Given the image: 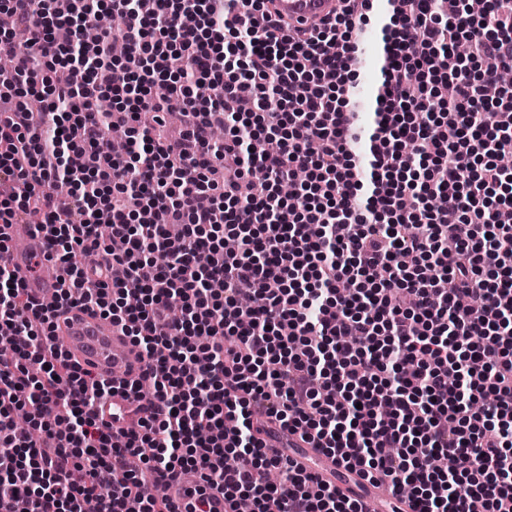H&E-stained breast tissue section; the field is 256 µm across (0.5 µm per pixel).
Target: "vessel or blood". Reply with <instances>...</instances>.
Instances as JSON below:
<instances>
[{"label":"vessel or blood","mask_w":512,"mask_h":512,"mask_svg":"<svg viewBox=\"0 0 512 512\" xmlns=\"http://www.w3.org/2000/svg\"><path fill=\"white\" fill-rule=\"evenodd\" d=\"M338 4L339 0H271L269 8L289 25L311 27L334 15ZM0 236L6 240L10 262L18 270L25 287L39 297L55 294L60 287L57 277L41 273L34 267L35 260L47 252L43 234L31 224H6L0 226ZM53 342L74 362L100 376L134 380L141 374L138 348L111 320L75 309L62 311L56 320ZM147 414V409L138 407L133 395L124 388L117 389L98 411L103 422L125 431L138 428ZM314 458L319 461L318 479L331 481L340 475L335 458L324 455L312 444L302 443L296 455L298 465L308 467Z\"/></svg>","instance_id":"1"}]
</instances>
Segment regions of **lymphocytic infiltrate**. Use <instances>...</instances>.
<instances>
[{
    "mask_svg": "<svg viewBox=\"0 0 512 512\" xmlns=\"http://www.w3.org/2000/svg\"><path fill=\"white\" fill-rule=\"evenodd\" d=\"M240 1L0 0V225H35L64 273L47 306L0 261V512H170L151 489L189 471L253 512H364L289 464L291 433L414 488L420 512H512V0H387L362 163L351 60L371 0L309 30ZM256 169L268 193L244 197ZM70 307L139 349V430L102 423L114 380L50 343Z\"/></svg>",
    "mask_w": 512,
    "mask_h": 512,
    "instance_id": "1",
    "label": "lymphocytic infiltrate"
}]
</instances>
